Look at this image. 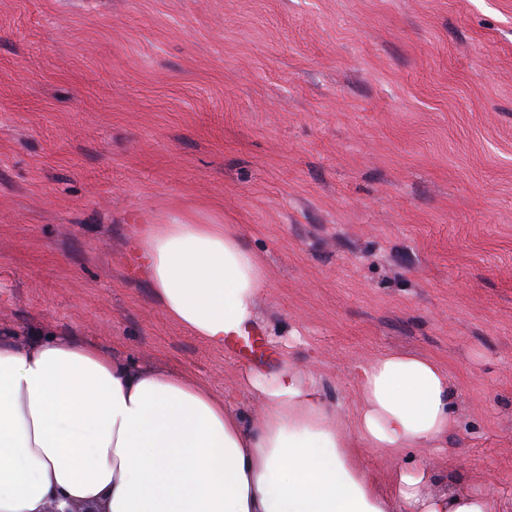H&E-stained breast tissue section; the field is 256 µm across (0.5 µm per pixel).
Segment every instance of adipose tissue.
I'll use <instances>...</instances> for the list:
<instances>
[{
    "label": "adipose tissue",
    "mask_w": 512,
    "mask_h": 512,
    "mask_svg": "<svg viewBox=\"0 0 512 512\" xmlns=\"http://www.w3.org/2000/svg\"><path fill=\"white\" fill-rule=\"evenodd\" d=\"M138 246L154 295L178 325L220 347L245 335L265 286L228 224H152ZM256 419L184 373L143 369L72 336L0 337V512L53 501L106 512H496L475 491L425 487L454 423L448 372L424 355L385 353L363 368L353 433L335 424L312 374L287 361L251 375ZM398 456L393 489L354 460Z\"/></svg>",
    "instance_id": "ef3b65f1"
}]
</instances>
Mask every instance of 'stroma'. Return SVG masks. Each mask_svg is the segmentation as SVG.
<instances>
[{
  "label": "stroma",
  "mask_w": 512,
  "mask_h": 512,
  "mask_svg": "<svg viewBox=\"0 0 512 512\" xmlns=\"http://www.w3.org/2000/svg\"><path fill=\"white\" fill-rule=\"evenodd\" d=\"M175 217L257 254L267 362L157 303L132 246ZM50 335L252 417L293 360L349 432L362 366L432 357L428 491L512 502V0H0V336Z\"/></svg>",
  "instance_id": "1"
}]
</instances>
